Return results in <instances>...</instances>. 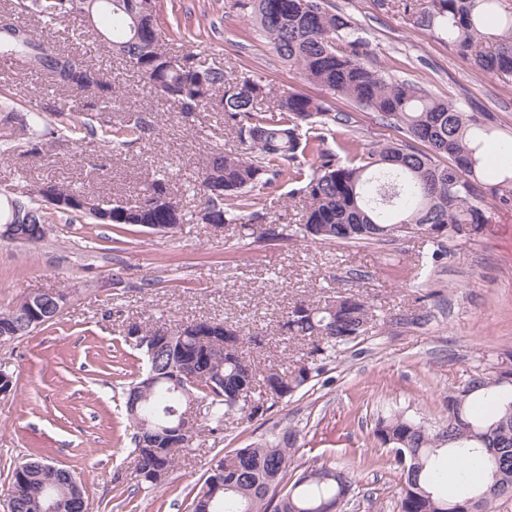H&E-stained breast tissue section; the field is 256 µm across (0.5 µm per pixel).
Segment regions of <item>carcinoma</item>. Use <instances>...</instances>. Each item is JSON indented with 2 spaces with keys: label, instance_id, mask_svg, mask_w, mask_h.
<instances>
[{
  "label": "carcinoma",
  "instance_id": "1",
  "mask_svg": "<svg viewBox=\"0 0 512 512\" xmlns=\"http://www.w3.org/2000/svg\"><path fill=\"white\" fill-rule=\"evenodd\" d=\"M142 0H96L77 9L74 0H16L4 13L15 35L0 33V57L29 63L28 70L69 89L99 75L96 88L84 90L85 111H112V77L92 60L74 61L62 55L20 22L31 15L46 25L85 21L82 10L110 20L107 39L112 53L133 65L157 94L184 117L218 102L224 126L234 131L244 148L239 153L216 151L200 177L205 219L210 224H234L258 242L285 239L282 232L256 225L264 214L257 191L276 189L282 181L301 184L307 199L292 235L324 245L380 244L423 235L433 240L448 229L458 235L476 234L489 221V210H512V164L487 168L488 142L500 136L497 116L471 101L463 108L436 96L419 82L374 69L363 52L354 18L327 0H251L252 13L273 50L318 89L375 112L379 125L402 133L367 146L338 134L352 116L323 98L291 92L264 105L268 85L262 79L230 78L220 67H207L187 50L171 56L161 47L157 23L136 26ZM404 13L416 27L428 31L448 49L489 75L512 73V4L508 0H407ZM499 31L494 48L483 46L485 30ZM43 112L16 113L11 98L0 94V157L6 158L23 141L55 134ZM308 126V135L299 131ZM156 122L149 113L111 130L110 142L132 147L148 142ZM55 191L64 205L57 212L110 224L117 232L130 224H182L185 214L163 205L143 209L156 194L172 195L162 176L146 183L134 205L104 204L100 197L47 181L39 196ZM90 200L96 209L85 210ZM30 220V244L46 237L51 214L19 198L6 197L4 221L16 215ZM322 303H295L282 330L292 339L315 338L310 360L285 370L251 364L249 383L264 396L248 404L237 400L243 378L234 357L210 359L208 337L223 331V322L194 319L186 328L135 345L146 360V371L128 389L140 388L137 414L127 413L133 428L135 470L141 480L161 485L156 469L174 464V445L182 442L180 427L195 435L189 421L171 415L183 411L187 397L211 431L237 415L250 420L267 411L268 401L293 395L322 371L319 361L341 345L365 335L373 320L371 308L354 296ZM46 321L31 314L28 304L0 312V342L26 336ZM447 416L441 425L393 413L377 419L372 437L382 447L406 455L401 464L404 483L399 512H494L496 502L512 496V354L494 369H475L467 380L448 390ZM296 431L286 429L273 440L236 448L210 469L193 498L192 512H345L354 492L353 474L345 467L323 464L293 473ZM449 454L466 467L482 466L486 480L476 485L462 477L456 491L440 489L441 463ZM27 461L15 468L9 498L13 512H41L51 487Z\"/></svg>",
  "mask_w": 512,
  "mask_h": 512
}]
</instances>
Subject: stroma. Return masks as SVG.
I'll return each mask as SVG.
<instances>
[{
	"label": "stroma",
	"instance_id": "1",
	"mask_svg": "<svg viewBox=\"0 0 512 512\" xmlns=\"http://www.w3.org/2000/svg\"><path fill=\"white\" fill-rule=\"evenodd\" d=\"M331 2L360 24L373 66L423 82L439 97L477 101L512 127V73H477L413 27L402 0ZM159 23L185 35L165 41L170 54L189 45L229 76L253 70L276 93L314 91L238 0H161ZM84 48L111 72L117 96L111 111L89 113L91 124L117 126L147 111L156 122L153 138L113 152L96 139L75 143L66 117H58L57 135L40 141L37 152L0 161V188L33 202L37 187L52 180L126 204L163 172L188 219L173 235L141 227L117 241L111 225L57 215L39 245L0 241V311L33 294L67 296L53 324L0 343V367L18 383L15 392L0 395V500L15 468L42 458L75 474L86 512H191L216 461L291 427L298 432L299 469L323 462L352 468L356 489L346 512H397L401 469L392 449L373 443L371 430L393 412L439 421L450 387L512 352V210H492L471 237L420 235L386 245L292 239L266 246L242 237L236 226L213 228L197 218L202 199L195 186L212 151L240 148L223 112L211 107L182 117L132 65L113 57L102 38L90 37ZM1 84L23 110L43 108L57 96L82 108L81 94L57 92L0 59ZM336 295L371 305L375 317L365 336L340 347L319 377L264 417L200 432L190 449L177 451L161 488L142 484L123 391L142 374L144 360L124 341L128 323L221 320L255 338L254 361L284 368L310 346L283 333L287 312L296 302Z\"/></svg>",
	"mask_w": 512,
	"mask_h": 512
}]
</instances>
